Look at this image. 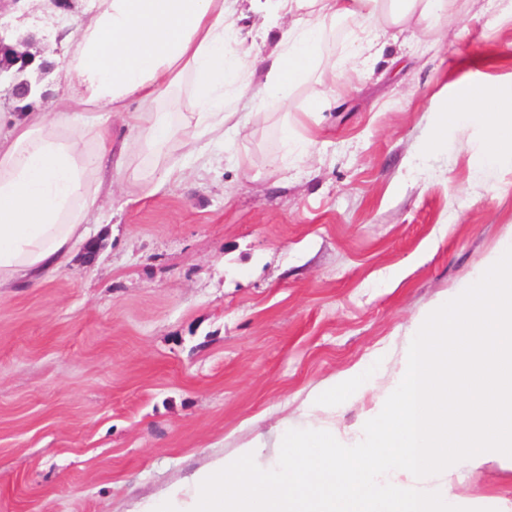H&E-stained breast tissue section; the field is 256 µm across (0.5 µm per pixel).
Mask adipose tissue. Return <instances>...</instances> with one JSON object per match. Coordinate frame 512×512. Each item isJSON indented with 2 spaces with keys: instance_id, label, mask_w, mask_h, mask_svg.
Returning <instances> with one entry per match:
<instances>
[{
  "instance_id": "ef3b65f1",
  "label": "adipose tissue",
  "mask_w": 512,
  "mask_h": 512,
  "mask_svg": "<svg viewBox=\"0 0 512 512\" xmlns=\"http://www.w3.org/2000/svg\"><path fill=\"white\" fill-rule=\"evenodd\" d=\"M243 0H91L73 5L74 30L52 75L50 111L0 113V288L54 277L86 240L107 176L125 171L152 194L175 170L144 165L178 142L201 155L224 131L257 118L266 101L287 100L308 80L329 23L352 20L383 31L428 26L447 0H244L275 42L266 53L240 39L231 20ZM492 127V158L512 154V108L449 101L437 119Z\"/></svg>"
}]
</instances>
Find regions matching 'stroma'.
<instances>
[{"instance_id": "obj_1", "label": "stroma", "mask_w": 512, "mask_h": 512, "mask_svg": "<svg viewBox=\"0 0 512 512\" xmlns=\"http://www.w3.org/2000/svg\"><path fill=\"white\" fill-rule=\"evenodd\" d=\"M4 20L61 54L54 14ZM357 31L322 47V111L305 82L225 130L208 164L170 146L182 175L157 193L114 176L94 259L81 244L53 281L0 288V512H153L358 362L387 382L417 313L480 274L512 226V155L479 162L487 128L434 124L453 99L512 103V15L448 0L352 69ZM457 491L512 500V472Z\"/></svg>"}]
</instances>
